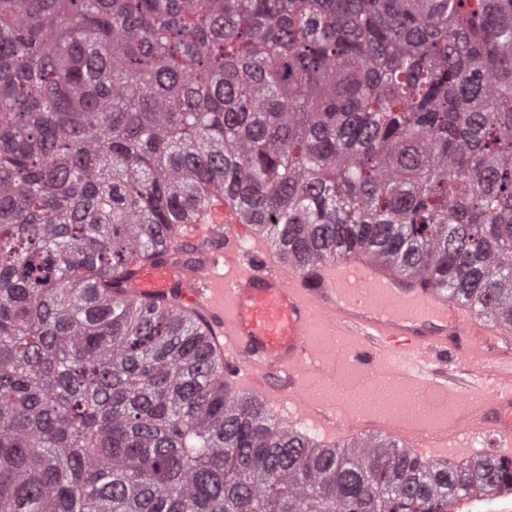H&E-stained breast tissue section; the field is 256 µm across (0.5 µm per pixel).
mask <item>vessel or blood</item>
Listing matches in <instances>:
<instances>
[{
    "instance_id": "obj_1",
    "label": "vessel or blood",
    "mask_w": 512,
    "mask_h": 512,
    "mask_svg": "<svg viewBox=\"0 0 512 512\" xmlns=\"http://www.w3.org/2000/svg\"><path fill=\"white\" fill-rule=\"evenodd\" d=\"M219 236L223 245L196 261L136 268L124 293L156 299L174 293L181 309L201 314L233 388L275 412L289 399L296 408L289 423L314 419L322 431L318 446L331 448L362 420L322 415L310 378L340 380L344 365L354 363L359 376L443 398L461 395L459 375L491 379V391L463 403L440 428L397 421L383 431L407 450L427 447L432 461L478 456L485 439L494 455L512 457L511 326L484 319L458 293L410 277L366 249L346 248L334 259L296 267L222 200L184 234L190 242ZM317 335L323 347L315 346Z\"/></svg>"
}]
</instances>
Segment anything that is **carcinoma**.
<instances>
[{
	"label": "carcinoma",
	"instance_id": "cac0c4a2",
	"mask_svg": "<svg viewBox=\"0 0 512 512\" xmlns=\"http://www.w3.org/2000/svg\"><path fill=\"white\" fill-rule=\"evenodd\" d=\"M220 193L512 323V0H0V512H448L512 457L320 448L122 284Z\"/></svg>",
	"mask_w": 512,
	"mask_h": 512
}]
</instances>
